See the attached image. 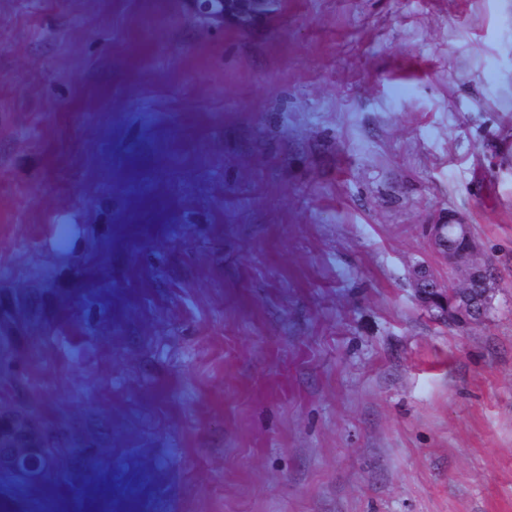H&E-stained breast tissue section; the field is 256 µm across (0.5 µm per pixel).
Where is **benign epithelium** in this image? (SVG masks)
<instances>
[{"instance_id":"7a95c632","label":"benign epithelium","mask_w":512,"mask_h":512,"mask_svg":"<svg viewBox=\"0 0 512 512\" xmlns=\"http://www.w3.org/2000/svg\"><path fill=\"white\" fill-rule=\"evenodd\" d=\"M277 3L278 0H194L193 6L200 15L232 17L247 26L267 18ZM458 227L461 237L451 241L446 234L448 225H427L432 246L448 262V280L460 288L448 291L422 262L413 266L412 273L419 302L428 309H441L448 323L466 327L487 319L499 288V274L486 258L471 225L461 221ZM28 458L29 450L25 448H0V469L21 476L19 463Z\"/></svg>"}]
</instances>
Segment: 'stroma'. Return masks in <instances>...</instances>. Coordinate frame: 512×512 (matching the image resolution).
Masks as SVG:
<instances>
[{
	"mask_svg": "<svg viewBox=\"0 0 512 512\" xmlns=\"http://www.w3.org/2000/svg\"><path fill=\"white\" fill-rule=\"evenodd\" d=\"M0 406L68 439L21 512H512V0H0ZM277 3L278 0H195L193 6L199 15L224 17V21L232 17L247 26L266 19ZM449 225L431 224L427 228L432 246L448 262V281L458 282L460 288L448 292V286L439 283L429 266L418 262L412 268L414 291L424 307L441 309L448 323L460 327L478 325L491 312L499 274L486 258L470 224H456L461 230L456 241L445 234Z\"/></svg>",
	"mask_w": 512,
	"mask_h": 512,
	"instance_id": "stroma-1",
	"label": "stroma"
}]
</instances>
